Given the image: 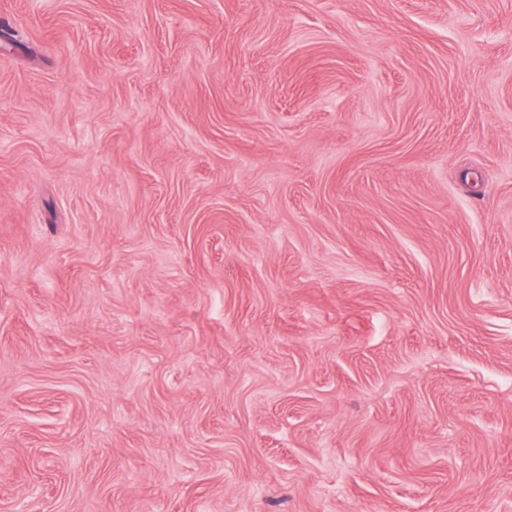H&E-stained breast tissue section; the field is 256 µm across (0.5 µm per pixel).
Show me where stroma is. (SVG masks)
<instances>
[{
    "label": "stroma",
    "instance_id": "1",
    "mask_svg": "<svg viewBox=\"0 0 512 512\" xmlns=\"http://www.w3.org/2000/svg\"><path fill=\"white\" fill-rule=\"evenodd\" d=\"M0 512H512V0H0Z\"/></svg>",
    "mask_w": 512,
    "mask_h": 512
}]
</instances>
